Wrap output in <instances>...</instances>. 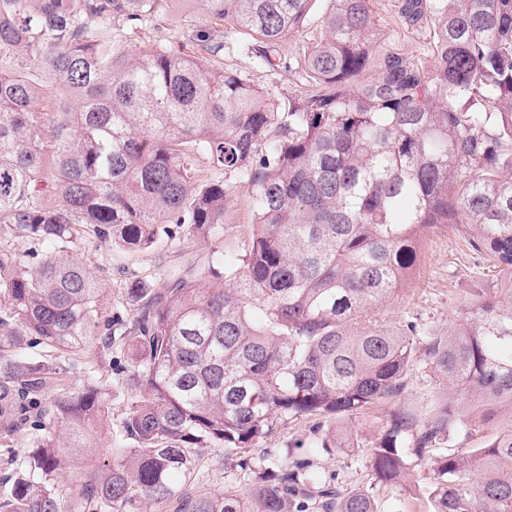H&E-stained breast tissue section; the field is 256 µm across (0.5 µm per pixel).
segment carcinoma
<instances>
[{
    "label": "carcinoma",
    "mask_w": 512,
    "mask_h": 512,
    "mask_svg": "<svg viewBox=\"0 0 512 512\" xmlns=\"http://www.w3.org/2000/svg\"><path fill=\"white\" fill-rule=\"evenodd\" d=\"M172 0H0V239L50 250L21 259L0 246V448L37 427L26 467L7 477L0 512H68L51 483L110 429V393L88 377L47 401L62 362L119 326L133 395L112 460L82 483L113 512L136 501L180 512H377L315 462L347 448L329 427L299 453H254L292 418L339 421L431 372L444 391L421 423L390 414L367 449L374 481L399 488L412 466L432 512H512V432L434 455L469 435L465 399L512 408V0H396L409 27L433 31L432 63L381 49L370 0H325L316 41L281 53L310 24L311 0H200L208 32L131 50L128 36ZM249 37L266 68L305 75L281 106L219 65L224 26ZM46 76L35 82L16 53ZM375 62L376 75L364 79ZM65 96L72 111L42 112ZM253 187L248 253L133 282L129 322L102 319L105 291L82 263L54 253L86 238L147 249L164 224L224 231V202ZM461 224L496 260L499 294L458 327L376 318L418 257L422 227ZM51 359L29 352L33 344ZM61 421L65 434L43 419ZM251 475L252 488L185 497L202 448Z\"/></svg>",
    "instance_id": "obj_1"
}]
</instances>
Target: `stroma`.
Wrapping results in <instances>:
<instances>
[{
    "label": "stroma",
    "mask_w": 512,
    "mask_h": 512,
    "mask_svg": "<svg viewBox=\"0 0 512 512\" xmlns=\"http://www.w3.org/2000/svg\"><path fill=\"white\" fill-rule=\"evenodd\" d=\"M394 0H373L374 19L383 35V48L403 54L411 60L428 62L432 35L426 28L405 26L393 8ZM211 25V16L198 0L174 14L144 27L135 38L139 48L176 41L181 31L193 29L204 32ZM246 36L234 28L224 33L225 70L237 73L248 81H258L272 101L284 104L302 91L305 81L298 73L280 68L266 70L259 66L247 51ZM255 221L253 190L238 184L224 207V232L221 235L189 234L185 228L176 229L172 236L161 237L151 248L122 251L80 241L71 245L68 255L94 272L109 295L106 309L109 315L131 318L133 308L126 300L130 281L147 279L160 281L174 270L204 269L225 255H244L250 248L252 225ZM469 235L459 224L420 229L418 234L419 262L407 275L400 293L380 306L378 313L387 325L408 320L449 327L459 324L476 297L494 296L498 286V270L490 258L472 250ZM129 365L124 350L113 348L101 354L73 358L66 364L59 379L65 388L82 387L86 377H94L111 394L110 417L120 422L130 402L131 392L126 385ZM439 384L427 373L409 376L405 389L378 406L348 418L346 425L355 435L354 448H334L318 456L319 465L337 474L344 488L367 489L372 493L378 512H430L429 502L410 489H392L375 484L367 448L381 435L392 412L404 411L424 420L427 404L438 391ZM325 421L320 417H300L288 420L277 432L256 445L257 453L274 452L297 445H310L322 435ZM512 430V411L499 408L480 418L469 437L453 436L439 445L438 454L456 448H480L495 436ZM108 457L107 445H100L88 456L76 457L70 468L53 476L54 488L68 512H86L75 481L77 472L93 470ZM250 478L233 463L224 459L222 451L205 448L194 477L186 487L188 495L217 493L224 488L249 489Z\"/></svg>",
    "instance_id": "1"
}]
</instances>
